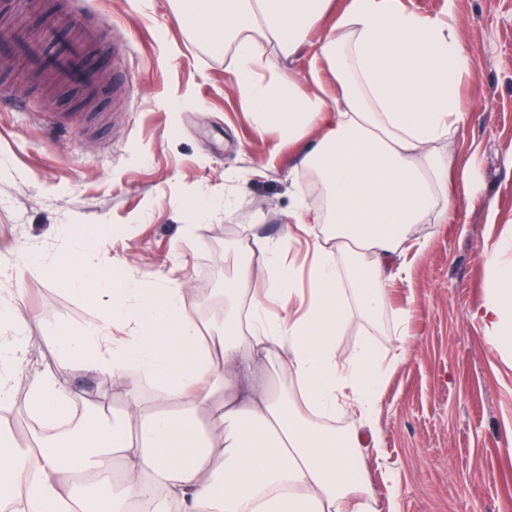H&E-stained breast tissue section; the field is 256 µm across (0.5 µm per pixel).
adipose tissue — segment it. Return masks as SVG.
<instances>
[{"instance_id": "1", "label": "adipose tissue", "mask_w": 512, "mask_h": 512, "mask_svg": "<svg viewBox=\"0 0 512 512\" xmlns=\"http://www.w3.org/2000/svg\"><path fill=\"white\" fill-rule=\"evenodd\" d=\"M331 0H190L187 15L203 34L223 36L235 49V80L257 124L276 125L298 149L299 164L318 191L310 205L297 191L295 228L309 233L312 261L302 269L281 243L253 236L241 245L250 262L224 294L249 298L245 321L225 320L218 336L202 335L183 288L146 289L125 268L88 266L79 242L71 259L47 265L50 277L102 302L98 323L69 332L53 328L62 361L126 380L135 427L95 419L67 441L48 445L42 429L69 413L73 394L54 371L30 380L41 428L20 448L0 434V502L23 496L24 512H127L153 502V512H370L352 480L357 436L337 437L316 418L357 409L373 425L390 367L371 344L350 359L338 345L355 317L373 320L389 305L386 285L403 276L399 258L415 226L445 224L455 211L451 150L468 124L469 107L454 90L474 76L452 21L408 8L403 0H347L330 32L323 20ZM288 60L315 54L304 79L334 80L330 98L301 91L288 76H257L261 44ZM319 129L317 143L306 140ZM265 270L252 286V266ZM481 320L497 349L512 348V263L494 266ZM11 298L0 297V402L28 365L30 339ZM129 334L114 342L113 324ZM277 357L298 390L291 401L252 368ZM161 388L143 408L140 377ZM206 408L208 423L196 411ZM121 465V483L83 494L82 477L107 478Z\"/></svg>"}]
</instances>
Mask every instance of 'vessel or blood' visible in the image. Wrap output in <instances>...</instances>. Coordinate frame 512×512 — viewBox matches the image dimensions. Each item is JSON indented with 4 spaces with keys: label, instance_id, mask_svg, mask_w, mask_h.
Returning <instances> with one entry per match:
<instances>
[{
    "label": "vessel or blood",
    "instance_id": "b4317fda",
    "mask_svg": "<svg viewBox=\"0 0 512 512\" xmlns=\"http://www.w3.org/2000/svg\"><path fill=\"white\" fill-rule=\"evenodd\" d=\"M107 34L104 23L77 22L62 13L52 26L41 30L16 23L8 39L0 40V73L21 63L35 77L50 75L60 84H77L96 93L99 73L88 57Z\"/></svg>",
    "mask_w": 512,
    "mask_h": 512
}]
</instances>
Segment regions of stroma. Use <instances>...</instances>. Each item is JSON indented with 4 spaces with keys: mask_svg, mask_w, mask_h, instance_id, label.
<instances>
[{
    "mask_svg": "<svg viewBox=\"0 0 512 512\" xmlns=\"http://www.w3.org/2000/svg\"><path fill=\"white\" fill-rule=\"evenodd\" d=\"M454 10L477 70L461 77L469 123L455 153L458 207L446 224H421L425 251L409 252L407 280L390 307L356 320L340 351L371 342L392 370L374 428L357 415L337 435H364L358 477L375 512H503L512 503V351L485 339L478 311L493 278L488 261L512 238V0H409ZM77 14L109 26L93 59L104 82L94 104L79 90L40 91L24 108L0 103V294H13L32 338L29 371L54 370L80 408L121 418V381L59 365L52 325L97 322L102 306L25 269L67 255L66 227L102 239L84 260L122 263L145 286L180 285L213 331L224 327L225 283L236 277L247 231L277 240L303 171L276 126H258L240 96L234 49L184 25L174 0H79ZM408 309L407 336L396 331Z\"/></svg>",
    "mask_w": 512,
    "mask_h": 512,
    "instance_id": "stroma-1",
    "label": "stroma"
}]
</instances>
